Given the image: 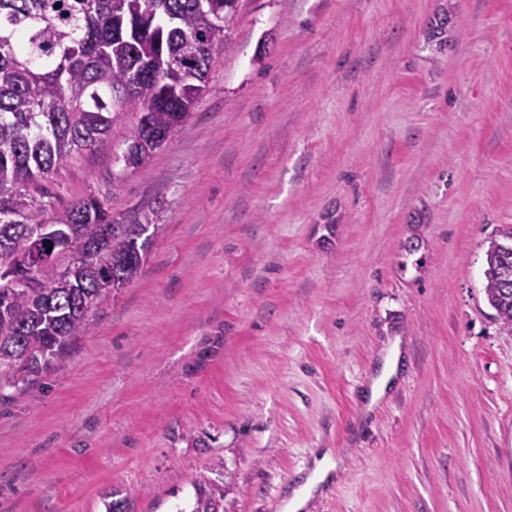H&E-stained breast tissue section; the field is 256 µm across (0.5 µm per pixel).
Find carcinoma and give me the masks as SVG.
Listing matches in <instances>:
<instances>
[{"label":"carcinoma","instance_id":"obj_1","mask_svg":"<svg viewBox=\"0 0 512 512\" xmlns=\"http://www.w3.org/2000/svg\"><path fill=\"white\" fill-rule=\"evenodd\" d=\"M0 0V397L58 368L96 310L150 254L159 224H115L84 198L34 233L47 203L30 187L92 147L122 112L138 115L122 159L188 122L237 0ZM60 8H55L56 4ZM486 252L488 304L512 334V227ZM80 246L64 267L56 253ZM199 490L191 512H218Z\"/></svg>","mask_w":512,"mask_h":512}]
</instances>
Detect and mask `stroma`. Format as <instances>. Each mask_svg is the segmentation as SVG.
<instances>
[{
  "label": "stroma",
  "mask_w": 512,
  "mask_h": 512,
  "mask_svg": "<svg viewBox=\"0 0 512 512\" xmlns=\"http://www.w3.org/2000/svg\"><path fill=\"white\" fill-rule=\"evenodd\" d=\"M134 113L40 188L158 224L64 364L0 399V512H512V0H238L192 119ZM384 397L365 393L393 337ZM500 233L504 241L493 239L486 252L484 290L501 329L512 334V227ZM326 458L327 453L321 458V460H315L313 477L308 479L303 487L292 490L291 496L286 504L287 510L290 512H298L307 506V503L311 497V492L316 486L317 482L323 480L326 477Z\"/></svg>",
  "instance_id": "stroma-1"
}]
</instances>
